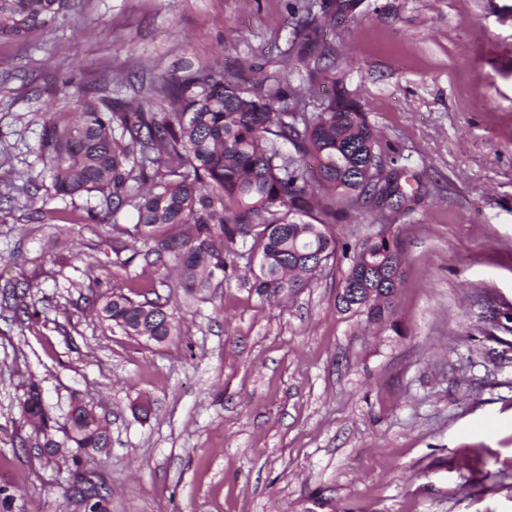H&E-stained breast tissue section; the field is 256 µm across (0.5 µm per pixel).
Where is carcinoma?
<instances>
[{
	"label": "carcinoma",
	"instance_id": "obj_1",
	"mask_svg": "<svg viewBox=\"0 0 512 512\" xmlns=\"http://www.w3.org/2000/svg\"><path fill=\"white\" fill-rule=\"evenodd\" d=\"M70 2L0 0V37L22 39L56 21ZM307 106L281 86L264 90L226 81L219 71L193 72L149 87L135 106L118 110L102 99L83 103L66 121L45 120L38 153L56 194L96 192L110 212L135 209L146 241L139 256L147 265L174 258L179 284L191 293L224 277L240 245L259 254L253 288L266 297L309 287L313 272L340 254L348 268L336 310L371 325L368 306H382L385 323L403 278L398 242L381 232L341 246L333 227L350 222L371 196L402 210L413 190L397 171L385 174L378 136L345 90L334 85L317 111ZM93 306L128 336L161 344L180 330L166 305L133 290L112 288ZM23 412L41 456L47 448L97 452L109 444L95 407L78 398L61 441L34 382ZM71 460L69 482L95 499L89 512H108L105 482L85 481L81 460Z\"/></svg>",
	"mask_w": 512,
	"mask_h": 512
}]
</instances>
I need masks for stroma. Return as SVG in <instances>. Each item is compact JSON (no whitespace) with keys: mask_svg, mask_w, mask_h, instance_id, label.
Wrapping results in <instances>:
<instances>
[{"mask_svg":"<svg viewBox=\"0 0 512 512\" xmlns=\"http://www.w3.org/2000/svg\"><path fill=\"white\" fill-rule=\"evenodd\" d=\"M75 0L23 41L0 37V495L71 512L64 460L25 446L40 385L65 424L94 405L110 445L108 512H512V0ZM296 90L339 83L417 190L336 227L405 256L394 326L336 310L348 262L283 299L252 288L251 253L203 293L142 260L135 212L55 195L43 122L89 100L138 102L209 68ZM28 285L31 316L13 286ZM151 292L176 314L161 344L108 329L89 301ZM149 402V414L138 406Z\"/></svg>","mask_w":512,"mask_h":512,"instance_id":"stroma-1","label":"stroma"}]
</instances>
